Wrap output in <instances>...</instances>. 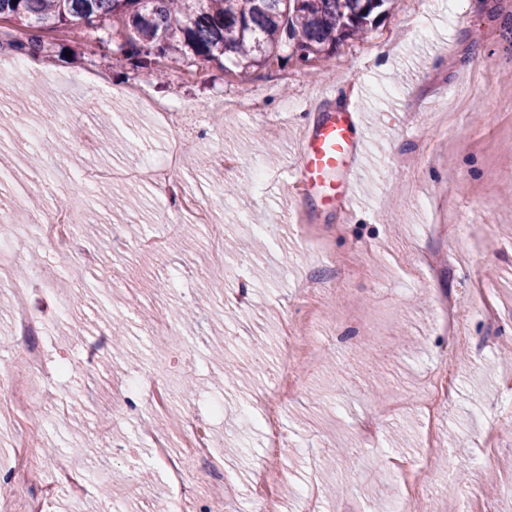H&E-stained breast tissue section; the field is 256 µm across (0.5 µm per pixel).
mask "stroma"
Returning <instances> with one entry per match:
<instances>
[{
  "label": "stroma",
  "instance_id": "1",
  "mask_svg": "<svg viewBox=\"0 0 512 512\" xmlns=\"http://www.w3.org/2000/svg\"><path fill=\"white\" fill-rule=\"evenodd\" d=\"M119 35L101 40L60 28L35 58V76L0 83V181L7 203L24 207L27 187L45 175L43 211L81 184L90 219L91 269L58 260L29 229L8 230L21 268H51L50 286L13 279L25 289L35 336L54 376L55 398L36 406L48 426L33 444L42 481L61 462L77 465L88 495L73 508L56 493V512H152L171 503L161 466L141 434L144 420L176 436L183 408L208 415L215 402V446L234 474L231 486L204 482L201 503L253 512L254 490L271 450L262 415L281 373L282 326L316 322V367L283 399L277 487L282 512H299L301 494L324 512H392L405 497L396 462L419 456L425 425L418 397L450 365L456 386L437 424L443 457L425 475L428 491L410 512H450L453 497L476 512H512L502 491L512 480V408L504 378L512 359V0H390L361 40L308 64L271 59L258 69L220 68L179 57L133 71ZM482 54L469 63L473 47ZM113 91L101 112L77 107L88 75ZM36 98L16 96L19 86ZM139 86L184 104L175 193L208 202L210 220L236 241L219 252L206 229L186 234L169 200L140 177L172 143L153 113L127 95ZM356 109L364 148L348 178L355 201L323 205L292 177L306 126L329 112ZM25 113L28 130L15 124ZM137 113L132 130L103 113ZM81 140L43 154L38 141ZM233 166H226V159ZM124 226L128 240L167 238L163 268L151 250L114 251L105 234ZM453 303L463 342L436 329L438 300ZM10 293L0 290V395L23 364L26 341L13 336ZM83 318L82 335L68 331ZM125 321L122 349L107 334ZM95 366H88V352ZM165 357L181 381L174 409L152 417L154 361ZM251 367L242 385L222 383L225 359ZM373 422L374 441L362 428Z\"/></svg>",
  "mask_w": 512,
  "mask_h": 512
}]
</instances>
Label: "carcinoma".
Returning a JSON list of instances; mask_svg holds the SVG:
<instances>
[{
  "label": "carcinoma",
  "instance_id": "1",
  "mask_svg": "<svg viewBox=\"0 0 512 512\" xmlns=\"http://www.w3.org/2000/svg\"><path fill=\"white\" fill-rule=\"evenodd\" d=\"M390 0H0V20L28 29L10 41L19 54L44 49L62 26L121 25L119 50L134 68L179 56L247 71L290 52L309 63L364 35Z\"/></svg>",
  "mask_w": 512,
  "mask_h": 512
}]
</instances>
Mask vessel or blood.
Wrapping results in <instances>:
<instances>
[{"label": "vessel or blood", "mask_w": 512, "mask_h": 512, "mask_svg": "<svg viewBox=\"0 0 512 512\" xmlns=\"http://www.w3.org/2000/svg\"><path fill=\"white\" fill-rule=\"evenodd\" d=\"M362 127L358 112L330 113L307 128L298 149V176L306 189L318 190L324 202L350 196L352 187L337 184V170L354 169L360 158Z\"/></svg>", "instance_id": "1"}]
</instances>
